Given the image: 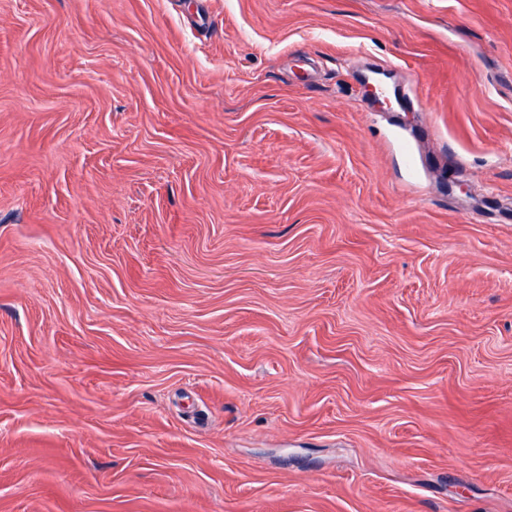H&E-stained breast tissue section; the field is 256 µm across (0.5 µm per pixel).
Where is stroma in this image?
Here are the masks:
<instances>
[{
    "label": "stroma",
    "instance_id": "stroma-1",
    "mask_svg": "<svg viewBox=\"0 0 512 512\" xmlns=\"http://www.w3.org/2000/svg\"><path fill=\"white\" fill-rule=\"evenodd\" d=\"M0 512H512V0H0Z\"/></svg>",
    "mask_w": 512,
    "mask_h": 512
}]
</instances>
